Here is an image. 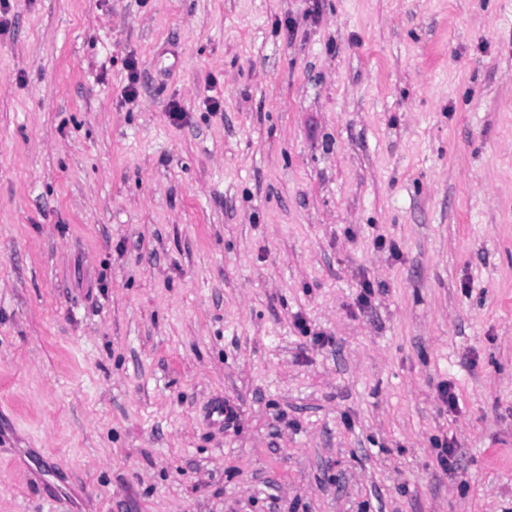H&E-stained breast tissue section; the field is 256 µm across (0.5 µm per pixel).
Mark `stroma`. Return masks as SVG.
I'll return each instance as SVG.
<instances>
[{
	"label": "stroma",
	"mask_w": 512,
	"mask_h": 512,
	"mask_svg": "<svg viewBox=\"0 0 512 512\" xmlns=\"http://www.w3.org/2000/svg\"><path fill=\"white\" fill-rule=\"evenodd\" d=\"M8 18L0 512H512V0Z\"/></svg>",
	"instance_id": "35a3bbf8"
}]
</instances>
